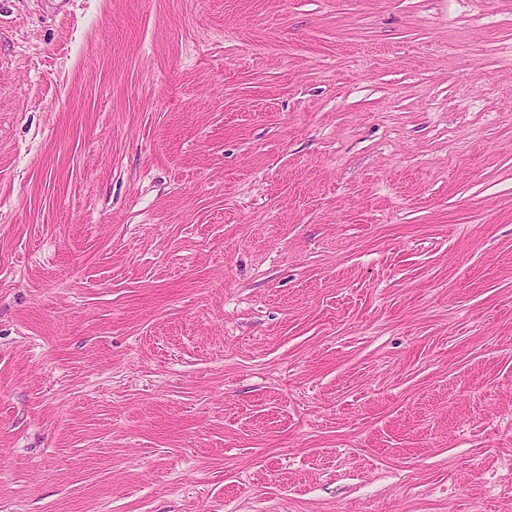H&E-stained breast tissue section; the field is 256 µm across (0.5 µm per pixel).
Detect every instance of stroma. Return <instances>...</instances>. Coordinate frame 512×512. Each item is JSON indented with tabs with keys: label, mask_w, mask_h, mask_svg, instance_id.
<instances>
[{
	"label": "stroma",
	"mask_w": 512,
	"mask_h": 512,
	"mask_svg": "<svg viewBox=\"0 0 512 512\" xmlns=\"http://www.w3.org/2000/svg\"><path fill=\"white\" fill-rule=\"evenodd\" d=\"M0 512H512V0H0Z\"/></svg>",
	"instance_id": "obj_1"
}]
</instances>
